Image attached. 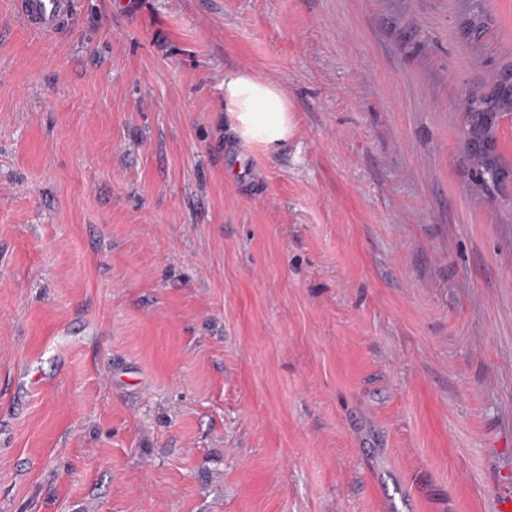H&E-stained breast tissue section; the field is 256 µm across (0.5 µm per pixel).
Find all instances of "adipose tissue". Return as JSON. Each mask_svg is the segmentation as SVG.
<instances>
[{
  "mask_svg": "<svg viewBox=\"0 0 512 512\" xmlns=\"http://www.w3.org/2000/svg\"><path fill=\"white\" fill-rule=\"evenodd\" d=\"M224 118L237 146L266 156L282 151L296 132L280 86L246 69L224 75Z\"/></svg>",
  "mask_w": 512,
  "mask_h": 512,
  "instance_id": "adipose-tissue-1",
  "label": "adipose tissue"
}]
</instances>
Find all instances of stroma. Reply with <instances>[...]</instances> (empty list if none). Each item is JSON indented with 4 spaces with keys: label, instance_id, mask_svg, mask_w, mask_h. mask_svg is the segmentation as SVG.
<instances>
[{
    "label": "stroma",
    "instance_id": "obj_1",
    "mask_svg": "<svg viewBox=\"0 0 512 512\" xmlns=\"http://www.w3.org/2000/svg\"><path fill=\"white\" fill-rule=\"evenodd\" d=\"M506 63L512 0H0V512H493L512 177L461 94ZM22 20L46 35H58L75 6V0H16ZM278 84L247 69L224 74V122L242 149L274 155L288 146L296 119ZM471 167L479 182L486 187L498 186L499 177L503 172H508L503 166L498 155L493 158L477 157L469 158Z\"/></svg>",
    "mask_w": 512,
    "mask_h": 512
}]
</instances>
